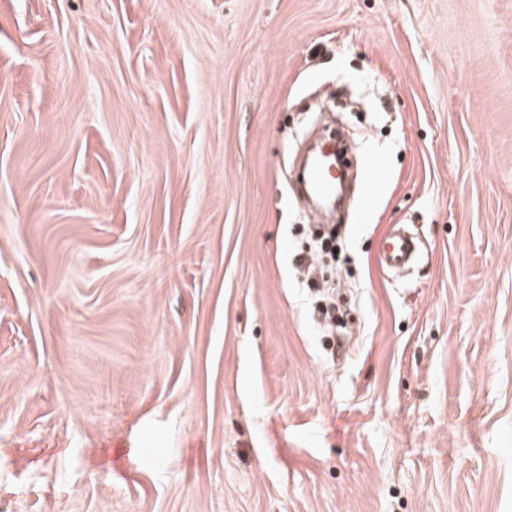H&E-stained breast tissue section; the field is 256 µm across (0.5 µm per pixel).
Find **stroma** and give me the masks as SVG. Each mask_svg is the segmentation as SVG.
<instances>
[{
    "mask_svg": "<svg viewBox=\"0 0 512 512\" xmlns=\"http://www.w3.org/2000/svg\"><path fill=\"white\" fill-rule=\"evenodd\" d=\"M329 84L386 163L340 347L293 258ZM1 502L512 512V0H0ZM396 227L393 226L381 239L378 260L383 269L401 272L418 259L419 246L414 238Z\"/></svg>",
    "mask_w": 512,
    "mask_h": 512,
    "instance_id": "obj_1",
    "label": "stroma"
}]
</instances>
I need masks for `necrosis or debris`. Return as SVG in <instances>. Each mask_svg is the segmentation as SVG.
<instances>
[{"label":"necrosis or debris","mask_w":512,"mask_h":512,"mask_svg":"<svg viewBox=\"0 0 512 512\" xmlns=\"http://www.w3.org/2000/svg\"><path fill=\"white\" fill-rule=\"evenodd\" d=\"M307 110V116L298 127L301 154L310 156L316 146L321 144L335 146L340 182L335 212L323 214L317 212L313 205L300 204L304 224L302 242L305 250L314 258L309 277L322 287L326 305L333 314L329 327L340 334L348 332L352 326L345 305L343 285L336 276L340 256L323 250L321 235L326 225H338L345 221V203L350 200L362 169L359 129L354 124L344 122L343 117L347 114L365 117L369 105L359 91L347 86H334L323 88L308 104Z\"/></svg>","instance_id":"4bbe7bcc"}]
</instances>
